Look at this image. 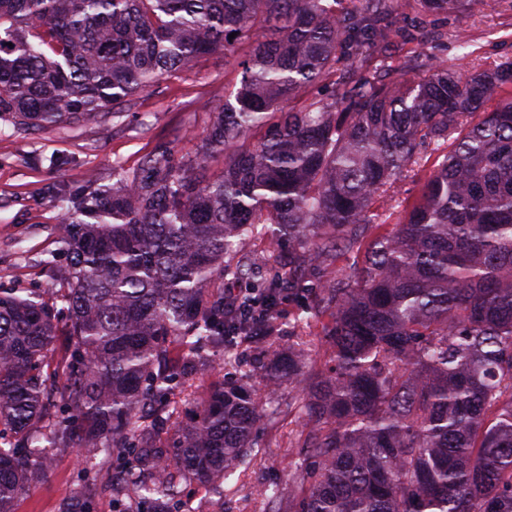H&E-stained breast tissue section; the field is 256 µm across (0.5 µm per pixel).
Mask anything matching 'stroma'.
<instances>
[{
    "instance_id": "35a3bbf8",
    "label": "stroma",
    "mask_w": 512,
    "mask_h": 512,
    "mask_svg": "<svg viewBox=\"0 0 512 512\" xmlns=\"http://www.w3.org/2000/svg\"><path fill=\"white\" fill-rule=\"evenodd\" d=\"M425 47L396 39L387 63L421 74L437 60L458 71L492 67L512 60V6L506 0H471L460 13L433 17ZM234 62L216 54L200 59L179 76L164 78L136 97L129 111L51 131L0 130V289H40L54 301L58 281L41 261L56 247L61 231L57 198L93 181L110 179L113 168L137 166L157 141H167L175 158L194 156L210 111L239 86ZM240 372L261 395L288 400L297 383L270 386L251 346L236 351ZM299 423L285 414L260 435L261 457L243 475L209 488L194 484L184 493L199 512H265V487L288 479V437ZM98 483L95 512H112L111 468L86 463L78 448L58 450L44 483L22 496L14 512H57L84 480Z\"/></svg>"
}]
</instances>
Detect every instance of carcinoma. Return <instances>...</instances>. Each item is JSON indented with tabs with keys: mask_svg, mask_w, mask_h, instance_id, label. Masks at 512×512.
Instances as JSON below:
<instances>
[{
	"mask_svg": "<svg viewBox=\"0 0 512 512\" xmlns=\"http://www.w3.org/2000/svg\"><path fill=\"white\" fill-rule=\"evenodd\" d=\"M469 2L0 0V121L16 132L123 112L217 53L241 69L195 156L159 143L134 171L61 196L59 304L0 290V512L44 482L59 448L112 462L114 512H197L183 485L249 464L281 408L227 376L171 444L160 430L204 352L258 337L268 381L304 383L288 402L297 461L288 486L265 490L267 512H512V96L485 110L512 87V61L336 80L405 34L408 12L421 45L428 17ZM426 143L438 154L420 199L395 227L377 223L374 198ZM213 157L223 169L207 177ZM269 224L312 284L258 273L278 258L244 244ZM226 279L248 290L228 294ZM285 287L306 303L282 350ZM324 314L329 357L309 375ZM61 330L69 357L49 372ZM96 493L83 482L59 512H90Z\"/></svg>",
	"mask_w": 512,
	"mask_h": 512,
	"instance_id": "1",
	"label": "carcinoma"
}]
</instances>
